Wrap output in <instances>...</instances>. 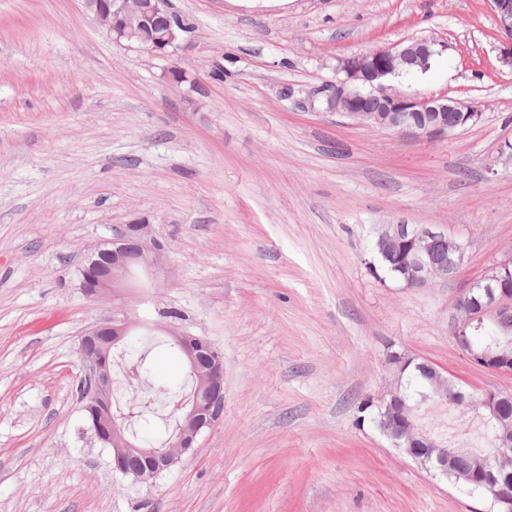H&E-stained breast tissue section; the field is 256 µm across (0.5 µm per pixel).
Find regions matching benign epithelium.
<instances>
[{
	"instance_id": "obj_1",
	"label": "benign epithelium",
	"mask_w": 512,
	"mask_h": 512,
	"mask_svg": "<svg viewBox=\"0 0 512 512\" xmlns=\"http://www.w3.org/2000/svg\"><path fill=\"white\" fill-rule=\"evenodd\" d=\"M500 33L507 39L501 55L504 64L512 67V0H490ZM86 9L106 30L112 42L123 47L138 48L159 58H175L189 45L184 25L170 11L168 0H85ZM162 15L168 24L159 40L149 44L142 38L141 26L148 19ZM437 54L435 42L413 40L391 47L378 48L353 55L340 61L344 78L320 90L325 109L341 113L359 125L389 131L416 140L433 141L447 137L477 122L479 109L456 98L429 97L405 93L392 80L407 73L426 71ZM375 253L395 264L393 282L405 288H423L429 284L448 283L463 266L467 246L430 226L384 224L374 244ZM105 255L107 263L98 276V287L91 294L102 297L139 273L153 280L167 276L169 264L159 243L150 235L148 225L130 224L112 239L110 246L95 251ZM512 269V253H506L489 265L481 276L463 289L456 307L460 317L451 325V334L458 348H463L462 336L473 321L486 318L503 325L512 322V292L502 286V272ZM140 323L117 307L112 318L81 336L79 352L85 367L82 390L101 397L110 388L111 375L104 357L97 352L101 342L114 345L131 335ZM171 344L183 356L188 374L194 381L191 399L179 404L180 419L172 440L161 447L138 445L128 436L119 419L104 414L92 422L94 434L112 449V470L141 484L153 483L184 455L196 448L200 436L221 416L224 408V354L211 342L188 336L175 327L164 329ZM414 357L402 354L398 363L388 367L390 383L381 399V431L405 455L422 468L447 476L475 490L488 489L497 505L512 501L508 485L512 481V414L506 407L512 398L500 389L483 393L482 405L489 417L501 424L496 436V453L485 456L474 469H459L455 452L449 449L439 434L426 428L422 416L413 413L405 394V366ZM475 365L498 375L512 374V344L499 345L494 350L469 356ZM420 367L425 387L424 411L444 402L461 401L457 384L448 379V372L429 361L416 363Z\"/></svg>"
}]
</instances>
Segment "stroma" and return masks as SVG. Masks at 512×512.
<instances>
[{
	"instance_id": "obj_1",
	"label": "stroma",
	"mask_w": 512,
	"mask_h": 512,
	"mask_svg": "<svg viewBox=\"0 0 512 512\" xmlns=\"http://www.w3.org/2000/svg\"><path fill=\"white\" fill-rule=\"evenodd\" d=\"M170 6L193 26L173 63L114 45L84 0H0V512H498L371 421L391 348L475 394L512 388L449 328L459 291L512 252V168L493 163L512 141V67L488 0ZM415 38L438 53L399 88L471 102L477 123L419 141L312 97L341 59ZM130 224L173 275L92 300L79 270ZM383 224L462 239L466 261L445 284L379 280ZM119 304L157 416L186 385L163 326L224 353L222 415L151 485L113 472L78 389L79 338ZM473 417L422 422L473 448Z\"/></svg>"
}]
</instances>
